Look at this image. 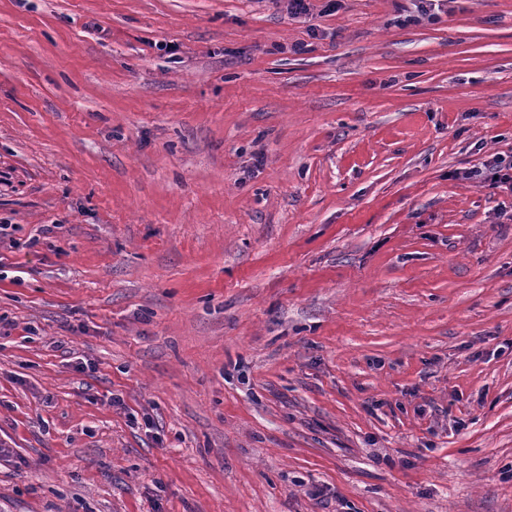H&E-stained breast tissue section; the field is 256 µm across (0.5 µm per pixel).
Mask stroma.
<instances>
[{"mask_svg":"<svg viewBox=\"0 0 512 512\" xmlns=\"http://www.w3.org/2000/svg\"><path fill=\"white\" fill-rule=\"evenodd\" d=\"M0 0V512H512V0ZM480 165L468 171L457 172L455 177L463 180H478L490 188L507 190L512 194V155L495 153Z\"/></svg>","mask_w":512,"mask_h":512,"instance_id":"obj_1","label":"stroma"}]
</instances>
